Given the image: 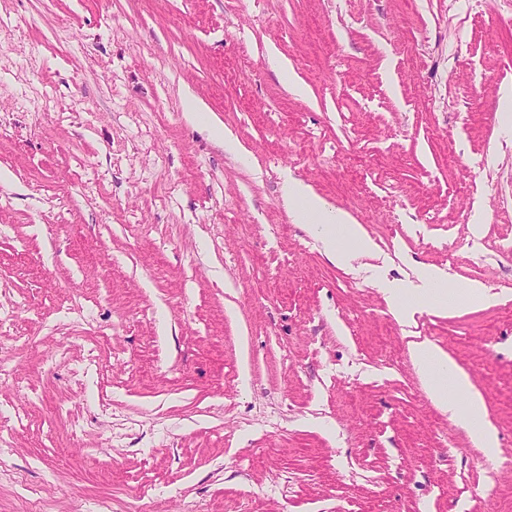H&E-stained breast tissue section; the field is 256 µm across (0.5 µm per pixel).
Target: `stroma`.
Returning a JSON list of instances; mask_svg holds the SVG:
<instances>
[{
	"label": "stroma",
	"mask_w": 512,
	"mask_h": 512,
	"mask_svg": "<svg viewBox=\"0 0 512 512\" xmlns=\"http://www.w3.org/2000/svg\"><path fill=\"white\" fill-rule=\"evenodd\" d=\"M510 84L512 0H0V512H512L410 354L512 460ZM433 267L502 300L397 319ZM285 201L294 218L304 224H318L327 257L338 264H346L350 254L336 247L338 239L345 240L360 255L377 253V245L362 224L347 212L335 209L301 180L287 179L283 186ZM411 356L427 378L430 395L436 404L468 432L473 442L483 449L486 456L496 455L497 433L487 420L483 398L473 391L469 376L432 342L414 344ZM436 373L448 378V384L437 382ZM458 396L466 399L463 411L455 401Z\"/></svg>",
	"instance_id": "obj_1"
}]
</instances>
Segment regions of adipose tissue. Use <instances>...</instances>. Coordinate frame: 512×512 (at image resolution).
<instances>
[{
	"mask_svg": "<svg viewBox=\"0 0 512 512\" xmlns=\"http://www.w3.org/2000/svg\"><path fill=\"white\" fill-rule=\"evenodd\" d=\"M284 197L294 218L304 224H315L321 229V240L327 257L336 263H348L351 254L373 255L377 246L363 225L358 224L347 212L329 207L310 187L297 179L286 180ZM345 240L348 250H340L336 243ZM422 293L404 297L390 294L394 311L406 315L412 309L428 304L435 308L452 311L465 305H490L494 295L479 283H470L458 288L449 287L447 280L432 271L423 276ZM413 360L421 367L436 404L450 418L462 426L473 442L482 448L486 456L497 453L498 438L495 429L487 420V411L480 394L472 388L467 374L439 347L429 341L419 342L411 349ZM464 397V405H457V397Z\"/></svg>",
	"mask_w": 512,
	"mask_h": 512,
	"instance_id": "adipose-tissue-1",
	"label": "adipose tissue"
}]
</instances>
